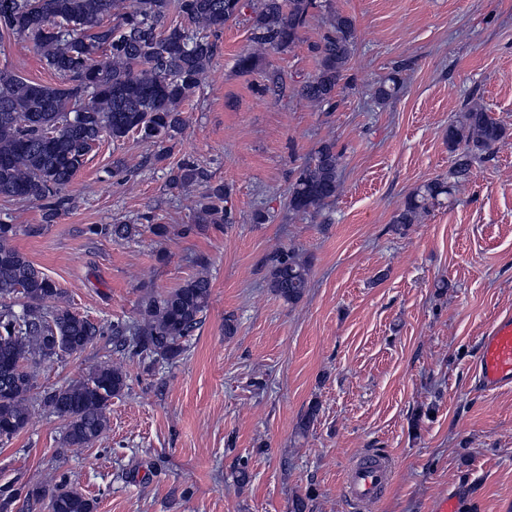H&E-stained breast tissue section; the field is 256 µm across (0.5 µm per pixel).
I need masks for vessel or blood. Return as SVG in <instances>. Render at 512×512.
<instances>
[{"label":"vessel or blood","instance_id":"1","mask_svg":"<svg viewBox=\"0 0 512 512\" xmlns=\"http://www.w3.org/2000/svg\"><path fill=\"white\" fill-rule=\"evenodd\" d=\"M479 385L496 390L512 385V315L491 324L479 345L475 366ZM393 462L383 455H366L347 472L344 489L352 506L374 505L389 485Z\"/></svg>","mask_w":512,"mask_h":512}]
</instances>
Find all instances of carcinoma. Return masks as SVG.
<instances>
[{
    "label": "carcinoma",
    "instance_id": "obj_1",
    "mask_svg": "<svg viewBox=\"0 0 512 512\" xmlns=\"http://www.w3.org/2000/svg\"><path fill=\"white\" fill-rule=\"evenodd\" d=\"M120 0H0V29L33 43L45 64L58 74L57 86L0 70V197L37 202L43 220L52 222L66 204L63 190L84 166L93 146L104 138L118 141L136 134L160 147L183 127L180 106L201 83L214 54L212 35L236 21L242 0H135V10L105 22ZM317 0H255L252 39L264 47L286 49L300 42ZM188 25H167L171 12ZM357 35L353 20L331 15L316 46L318 69L299 89L302 98L334 107L336 90L345 85ZM399 90L396 77L378 83L375 98L386 102ZM506 128L478 103H465L448 125V149L455 154L453 175L466 177L472 166L494 155ZM342 154L322 143L288 187L290 208L318 212L340 190ZM204 172L185 161L171 184L190 186ZM451 194L436 179L416 187L394 216L403 233L418 224ZM224 185H209L195 204L201 224L231 222ZM16 226L0 224V439H11L28 426L35 406L43 405L65 422V442L84 448L108 428L106 410L124 392L122 364L106 361L85 378L42 390L30 364L50 362L85 351L99 329L62 304V291L14 245ZM309 267L292 252L271 257L269 288L287 303L308 285ZM208 263L179 287L150 293L130 326L112 327L121 351L167 362L178 360L183 342L201 323L211 298ZM20 311H15L16 305ZM25 498L45 503L47 512H94L78 491L33 486Z\"/></svg>",
    "mask_w": 512,
    "mask_h": 512
}]
</instances>
